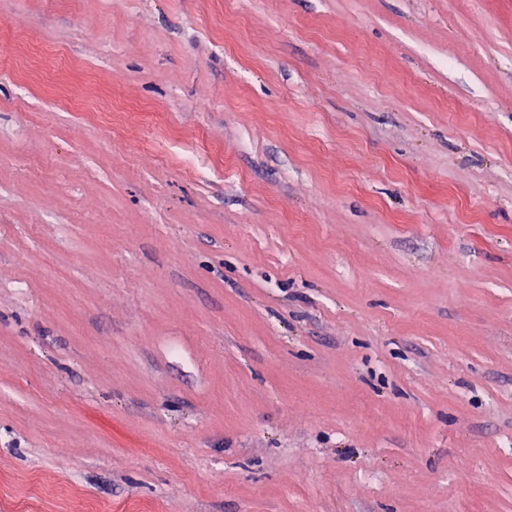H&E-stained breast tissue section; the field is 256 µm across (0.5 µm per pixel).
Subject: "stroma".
<instances>
[{
	"label": "stroma",
	"mask_w": 512,
	"mask_h": 512,
	"mask_svg": "<svg viewBox=\"0 0 512 512\" xmlns=\"http://www.w3.org/2000/svg\"><path fill=\"white\" fill-rule=\"evenodd\" d=\"M0 512H512V0H0Z\"/></svg>",
	"instance_id": "stroma-1"
}]
</instances>
